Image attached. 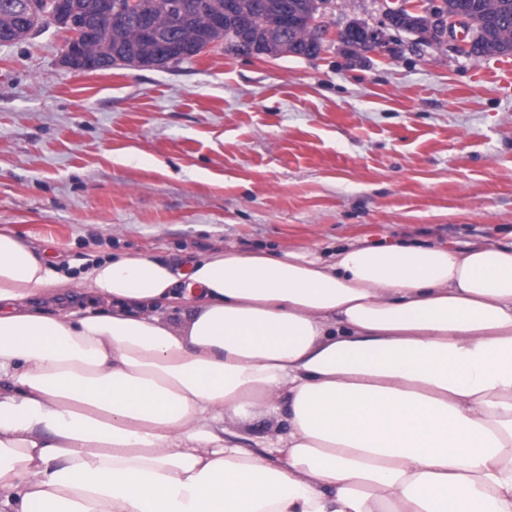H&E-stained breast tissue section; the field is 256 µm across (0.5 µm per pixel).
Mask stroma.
<instances>
[{
  "label": "stroma",
  "mask_w": 512,
  "mask_h": 512,
  "mask_svg": "<svg viewBox=\"0 0 512 512\" xmlns=\"http://www.w3.org/2000/svg\"><path fill=\"white\" fill-rule=\"evenodd\" d=\"M380 0H330L333 32ZM392 56L210 45L164 68L78 73L47 23L0 46V227L62 263L231 246L512 242V55L391 33Z\"/></svg>",
  "instance_id": "stroma-1"
}]
</instances>
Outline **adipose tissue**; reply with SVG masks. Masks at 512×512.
Segmentation results:
<instances>
[{
	"label": "adipose tissue",
	"instance_id": "obj_1",
	"mask_svg": "<svg viewBox=\"0 0 512 512\" xmlns=\"http://www.w3.org/2000/svg\"><path fill=\"white\" fill-rule=\"evenodd\" d=\"M82 278L0 228V512H512V244Z\"/></svg>",
	"mask_w": 512,
	"mask_h": 512
}]
</instances>
